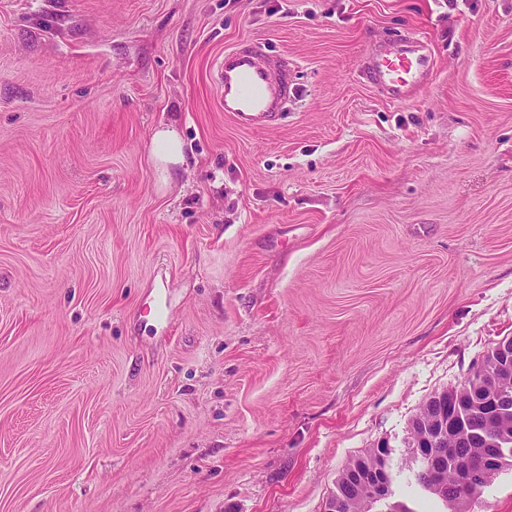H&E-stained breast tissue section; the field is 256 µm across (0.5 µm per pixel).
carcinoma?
Masks as SVG:
<instances>
[{
	"label": "carcinoma",
	"instance_id": "cac0c4a2",
	"mask_svg": "<svg viewBox=\"0 0 512 512\" xmlns=\"http://www.w3.org/2000/svg\"><path fill=\"white\" fill-rule=\"evenodd\" d=\"M497 354L495 344L483 357L488 376L470 377L460 387L435 393L420 407L410 424V432L417 441L432 435L433 418L441 415L447 423L448 438L430 445V465L418 467L414 477L423 488L430 484L458 498V512H467L469 501L483 492L464 483L465 462L480 459L482 449L493 447L499 439L512 441V370L497 368ZM492 382L498 389L494 403L482 395L485 384ZM450 448L454 449L451 456ZM378 460V449L371 448L345 466L330 497L337 505L336 512H374L371 484L361 480V472L375 468Z\"/></svg>",
	"mask_w": 512,
	"mask_h": 512
}]
</instances>
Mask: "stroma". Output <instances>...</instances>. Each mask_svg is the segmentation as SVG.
<instances>
[{"label": "stroma", "instance_id": "35a3bbf8", "mask_svg": "<svg viewBox=\"0 0 512 512\" xmlns=\"http://www.w3.org/2000/svg\"><path fill=\"white\" fill-rule=\"evenodd\" d=\"M417 28L404 105L359 76ZM287 61L277 124L227 49ZM174 126L183 162L152 136ZM512 337V0H0V512H323ZM262 55L260 46L228 49L217 68L224 89V112L244 129L276 124L294 95L288 76L276 77L272 63ZM153 156L166 171L167 164H176L182 159V143L174 127L159 129L153 137Z\"/></svg>", "mask_w": 512, "mask_h": 512}]
</instances>
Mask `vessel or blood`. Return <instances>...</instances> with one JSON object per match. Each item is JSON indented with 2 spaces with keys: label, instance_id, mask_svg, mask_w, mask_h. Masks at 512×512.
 Returning a JSON list of instances; mask_svg holds the SVG:
<instances>
[{
  "label": "vessel or blood",
  "instance_id": "vessel-or-blood-1",
  "mask_svg": "<svg viewBox=\"0 0 512 512\" xmlns=\"http://www.w3.org/2000/svg\"><path fill=\"white\" fill-rule=\"evenodd\" d=\"M435 66L429 37L414 28L370 48L360 62V71L391 104L400 105L416 97ZM217 78L224 89L225 112L244 129L276 124L294 93L286 76L274 74L271 62L264 60L258 46L225 50Z\"/></svg>",
  "mask_w": 512,
  "mask_h": 512
}]
</instances>
